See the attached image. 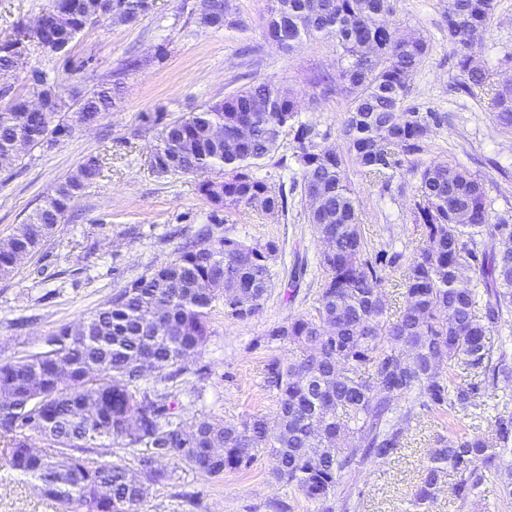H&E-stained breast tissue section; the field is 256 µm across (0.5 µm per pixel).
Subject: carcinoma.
<instances>
[{
  "label": "carcinoma",
  "instance_id": "carcinoma-1",
  "mask_svg": "<svg viewBox=\"0 0 512 512\" xmlns=\"http://www.w3.org/2000/svg\"><path fill=\"white\" fill-rule=\"evenodd\" d=\"M395 0H275L270 30L288 23L292 42L323 37L340 49L336 83L350 98L340 135L346 152L322 146L312 122L298 118L294 96L270 81L254 83L187 117L161 124L151 151L158 174H192L215 205L287 213L285 189L269 186L251 169L293 133L299 167L293 185L310 200L307 210L318 241L321 280L311 310L269 331L296 348L287 363L264 366V386L278 403L268 421L252 415L223 421L202 414L187 423L175 401L178 384L203 378L191 357L202 350L213 303L245 320L257 313L272 284L274 240L249 243L206 227L178 247L168 264L120 289L91 316L63 324L41 341L40 351L0 362V436L9 467L34 478L59 512H141L142 481L172 479L156 468L176 459L184 469L209 476L248 468L260 451L274 460L272 480L293 489L317 512L330 505L342 479L372 459L392 456L414 420L398 407L411 399L428 411L474 406L489 388L512 382V353L493 335L512 314V224L492 222L484 184L462 165L421 159L432 127L448 120L439 112L406 105L413 77L427 57L428 42L401 37L386 21ZM153 0H49L56 18L54 52L69 47L88 25L103 18L140 22ZM494 0H453L448 42L465 74V92L490 86L485 69L471 63L470 44L483 39ZM38 33L20 28L0 40V71L14 69L25 40ZM28 96L0 112V167L27 149H50L69 137L76 122H97L114 106L115 89L98 85L66 99L47 71H28ZM494 119L512 131V88L492 97ZM220 127L224 138L208 129ZM387 189L397 179H416L411 253L400 266L404 288L399 312L389 311L386 269L402 255L369 247L357 199L344 177L348 162ZM101 174L90 157L58 182L27 220L0 239V275L30 258L63 223L80 191ZM498 248L487 250L486 242ZM154 364L147 382L144 363ZM489 435L436 437L412 494L415 512L427 508L448 472L451 494L465 501L486 483L501 484L512 498V411L494 416ZM137 461L136 480L123 461L90 456L102 440ZM57 449L51 458L39 445Z\"/></svg>",
  "mask_w": 512,
  "mask_h": 512
}]
</instances>
